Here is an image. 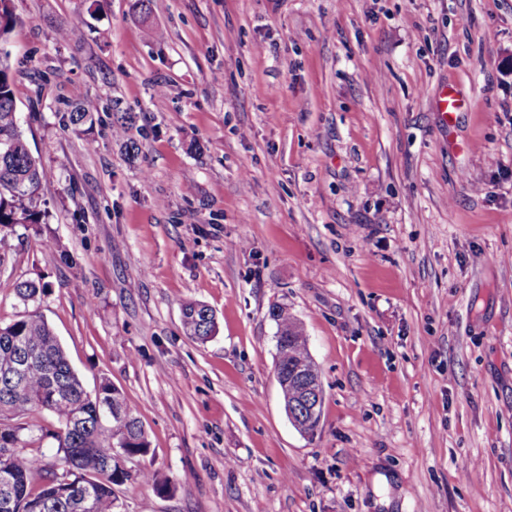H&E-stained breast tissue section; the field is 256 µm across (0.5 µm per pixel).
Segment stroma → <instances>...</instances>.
<instances>
[{
  "label": "stroma",
  "mask_w": 512,
  "mask_h": 512,
  "mask_svg": "<svg viewBox=\"0 0 512 512\" xmlns=\"http://www.w3.org/2000/svg\"><path fill=\"white\" fill-rule=\"evenodd\" d=\"M13 4L50 219L0 245V323L46 283L86 389L136 411L116 512H512V0ZM88 98L93 147L66 120ZM279 307L324 390L311 436ZM12 288L19 303L25 308H29V306H35L40 303L48 286L40 280H21L16 281ZM181 320L186 333L193 339L205 342L216 333L213 311L200 301H187L181 307ZM272 314L278 325V336H276L277 373H282L285 368H290L291 365L302 364L305 366L308 364L315 368L316 378L319 380L318 369L309 351L308 337L302 326L284 309L273 310ZM284 336H287L285 340H283Z\"/></svg>",
  "instance_id": "obj_1"
}]
</instances>
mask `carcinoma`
Listing matches in <instances>:
<instances>
[{
  "label": "carcinoma",
  "instance_id": "1",
  "mask_svg": "<svg viewBox=\"0 0 512 512\" xmlns=\"http://www.w3.org/2000/svg\"><path fill=\"white\" fill-rule=\"evenodd\" d=\"M18 22L13 8L0 4V242L33 225L47 223L49 212L42 196L44 170L32 156L20 126L13 91L8 35ZM96 102L87 100L68 113L76 132L96 122ZM48 285L36 280L13 284L24 307L40 303ZM277 321V373L293 365H314L308 337L297 320L284 309L273 311ZM186 333L204 342L216 333L213 311L200 301L181 307ZM27 358L20 378L3 366ZM297 430L315 432L319 420L298 403ZM44 413L50 426L26 420ZM53 440L55 453L48 458L30 451V445ZM10 444L11 491L0 497V512H114V487L131 473L118 456L149 451L146 432L124 395L104 379L94 393L85 389L67 354L44 317L26 312L12 323L0 325V448Z\"/></svg>",
  "mask_w": 512,
  "mask_h": 512
}]
</instances>
